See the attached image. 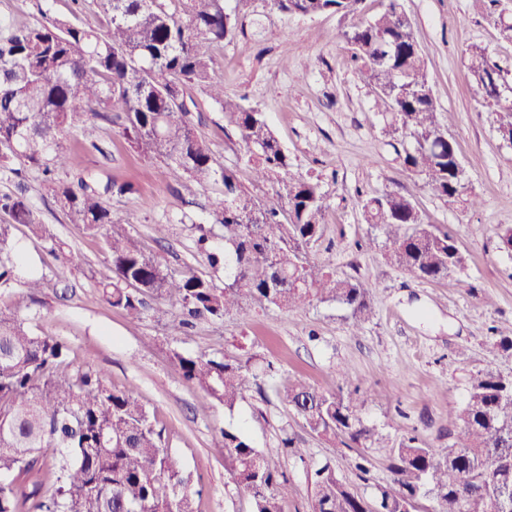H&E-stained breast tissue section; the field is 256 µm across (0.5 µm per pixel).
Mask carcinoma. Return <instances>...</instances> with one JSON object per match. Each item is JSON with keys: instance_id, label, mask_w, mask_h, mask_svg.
<instances>
[{"instance_id": "1", "label": "carcinoma", "mask_w": 512, "mask_h": 512, "mask_svg": "<svg viewBox=\"0 0 512 512\" xmlns=\"http://www.w3.org/2000/svg\"><path fill=\"white\" fill-rule=\"evenodd\" d=\"M364 0H269L280 12L305 16L333 13L346 19ZM110 23L108 37L91 27L43 17L13 28L0 23V179L36 173L69 223L107 230L111 274L96 279L102 299L141 319L143 296L168 298L192 319H222L246 299L293 310L314 300L349 311L353 327L372 308L365 284L335 278L310 261L307 247L323 232L327 208L318 181L291 173V158L262 113L224 94L214 59L201 43L219 44L237 20L224 0H179L181 16L165 0H99ZM351 60L373 85L385 108L387 127L399 138L404 168L420 176L436 197L475 206L458 167L437 105L411 18L401 0L344 31ZM467 69L485 105L498 116V130L512 137V95L500 86L512 75L490 62L477 46ZM201 87L238 132L255 181H272L279 210L262 206L224 167L191 122L184 96ZM121 112L123 134L142 154L169 163L188 184L220 182L224 196L212 203L221 227L224 258L211 251L212 235L196 225V243L211 265L224 261L226 283L186 271L175 274L146 255L130 235L112 229L114 195L134 191L101 172L56 177L69 166L63 132L80 128L93 136V120L112 106ZM365 221L381 230L389 261L423 280L458 286L466 258L453 235L423 221L413 201L385 192L361 201ZM0 212L51 242L49 253L63 267L78 264L66 243L55 239L27 196V186L0 195ZM10 224H0V288L15 280ZM183 377L232 410L257 384L251 361L206 354L176 355ZM283 399L311 431L346 446L385 448V437L363 421L358 398L320 391L298 381L282 385ZM460 431L441 450L405 436L391 449L392 479L373 503L348 491L328 465L308 474L316 492L313 512H410L421 497L433 512H499V497L512 496V383L492 369L472 377L457 414ZM226 471L247 487L254 512H281L277 462L254 447L237 428L220 431ZM471 474L466 483L461 472ZM0 512H196L183 492L177 457L165 446L155 419L131 389L106 384L102 373L79 366L72 349L55 336L37 333L11 310L0 308Z\"/></svg>"}]
</instances>
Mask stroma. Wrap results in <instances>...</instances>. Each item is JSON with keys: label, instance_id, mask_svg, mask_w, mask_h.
Returning <instances> with one entry per match:
<instances>
[{"label": "stroma", "instance_id": "obj_1", "mask_svg": "<svg viewBox=\"0 0 512 512\" xmlns=\"http://www.w3.org/2000/svg\"><path fill=\"white\" fill-rule=\"evenodd\" d=\"M238 15L235 35L203 49L216 61L215 77L227 95L263 112L292 159L294 174L319 178L327 210L321 238L309 258L338 278L362 281L369 289L372 316L352 327L348 311L333 302H313L288 311L244 301L221 320L181 326L179 311L161 297L146 296L138 326L106 304L90 277L108 269L105 237L68 223L50 193L31 181L29 200L52 236L81 259L62 267L46 239L28 226L13 225L10 239L19 256L17 280L0 290V307L28 319L37 332L57 336L71 347L75 362L93 366L106 383L134 389L154 414L169 448L188 477L187 492L198 512H254L250 495L224 468L221 429L234 426L253 445L272 453L286 479L282 512H312L310 467L330 464L352 493L373 500L390 482L389 451L348 448L317 435L282 399L287 378L313 387L357 394L362 419L392 441L412 433L441 449L458 432V410L470 378L486 369L512 376V351L499 347L496 326L512 323V255L499 248L498 233L512 226V143L503 139L495 116L483 107L467 70L471 47L512 71V40L504 39L479 0H403L413 21L438 108V121L454 141L479 203L466 207L435 197L409 174L393 147L373 88L358 74L343 37L348 21L333 14L302 16L271 11L267 0H225ZM106 32L98 0H0V19L22 26L42 14ZM194 102L198 136L224 167L261 204L275 203L271 183H256L237 131L225 124L219 105L199 88ZM97 142L80 131L65 134L73 171H104L129 181L136 195L112 198V214L142 250L171 271L193 269L223 284V268H212L195 244L194 226L211 224V202L224 187L211 183L195 194H178L167 165L141 154L122 132L118 111L98 120ZM385 192L411 197L425 223L453 232L466 257L464 287L422 280L392 265L380 230L366 224L360 202ZM173 224L167 238L153 227ZM40 278L45 288L30 297L25 283ZM252 359L259 370L252 389L227 410L188 383L177 355ZM276 377L263 372L266 363ZM292 438L304 456L284 452ZM366 460L368 474L356 468Z\"/></svg>", "mask_w": 512, "mask_h": 512}]
</instances>
